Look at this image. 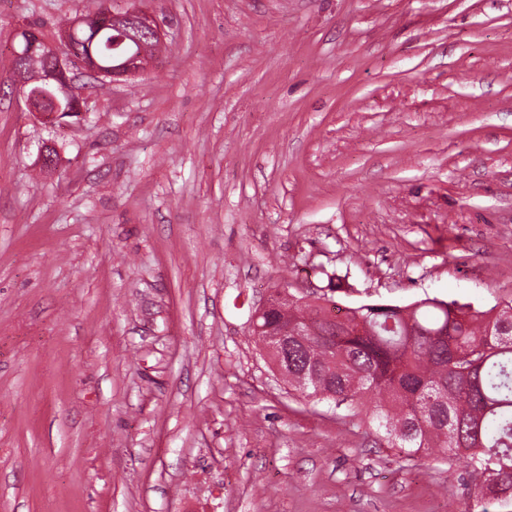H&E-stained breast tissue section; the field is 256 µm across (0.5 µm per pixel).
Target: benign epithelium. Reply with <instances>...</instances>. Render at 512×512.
I'll use <instances>...</instances> for the list:
<instances>
[{"instance_id": "obj_1", "label": "benign epithelium", "mask_w": 512, "mask_h": 512, "mask_svg": "<svg viewBox=\"0 0 512 512\" xmlns=\"http://www.w3.org/2000/svg\"><path fill=\"white\" fill-rule=\"evenodd\" d=\"M114 27L122 34L126 43L123 53L113 60L112 65L104 66L93 51H80L75 45V33L80 27ZM162 26L156 14L133 8L116 12L111 8V0H102L101 8L93 15L72 19L60 30L59 41L49 44L37 31L27 25L17 28L14 39L24 40L27 52L13 51L12 59L18 67H28L26 81L20 95L30 114L37 120L50 125L64 126L65 115L85 112L82 98L76 96L72 84L73 71L70 65L79 66V70L94 73L99 77L118 82L128 77L143 75L148 70V62L143 58L144 39H162ZM47 61L48 66L39 68L27 66L34 58ZM52 100L54 107H46V101Z\"/></svg>"}]
</instances>
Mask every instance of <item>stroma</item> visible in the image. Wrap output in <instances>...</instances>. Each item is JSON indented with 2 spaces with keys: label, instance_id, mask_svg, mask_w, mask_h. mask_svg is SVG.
<instances>
[{
  "label": "stroma",
  "instance_id": "obj_1",
  "mask_svg": "<svg viewBox=\"0 0 512 512\" xmlns=\"http://www.w3.org/2000/svg\"><path fill=\"white\" fill-rule=\"evenodd\" d=\"M132 1L151 67L51 127L13 31L101 2L0 0V512H464L465 461L305 399L252 319L512 301V0Z\"/></svg>",
  "mask_w": 512,
  "mask_h": 512
}]
</instances>
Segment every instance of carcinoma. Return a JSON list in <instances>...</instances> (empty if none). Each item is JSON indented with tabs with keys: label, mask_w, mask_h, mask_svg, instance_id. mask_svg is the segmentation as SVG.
Returning a JSON list of instances; mask_svg holds the SVG:
<instances>
[{
	"label": "carcinoma",
	"mask_w": 512,
	"mask_h": 512,
	"mask_svg": "<svg viewBox=\"0 0 512 512\" xmlns=\"http://www.w3.org/2000/svg\"><path fill=\"white\" fill-rule=\"evenodd\" d=\"M113 30L79 33L78 48L112 63ZM280 302L257 320L288 318L274 363L303 396L366 409L379 439L413 456L464 457L484 477L476 501L504 487L512 497V301L474 310L424 299L363 304L330 321L327 303Z\"/></svg>",
	"instance_id": "obj_1"
}]
</instances>
